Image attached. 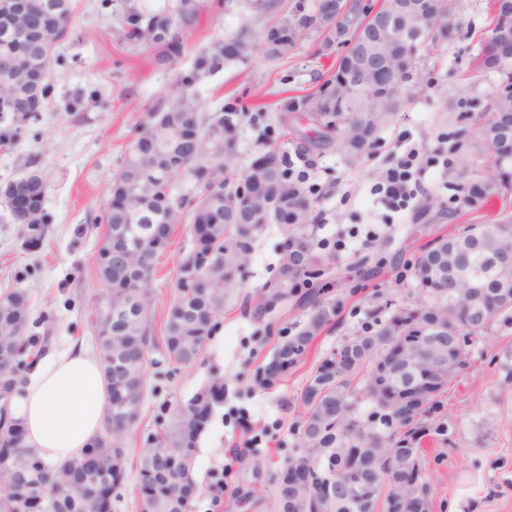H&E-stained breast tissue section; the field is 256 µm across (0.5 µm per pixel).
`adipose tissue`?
<instances>
[{
  "mask_svg": "<svg viewBox=\"0 0 512 512\" xmlns=\"http://www.w3.org/2000/svg\"><path fill=\"white\" fill-rule=\"evenodd\" d=\"M108 392L102 365L78 344L39 361L26 384L0 396V417L21 422L44 461H79L102 430Z\"/></svg>",
  "mask_w": 512,
  "mask_h": 512,
  "instance_id": "obj_1",
  "label": "adipose tissue"
}]
</instances>
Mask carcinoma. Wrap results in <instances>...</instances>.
I'll return each mask as SVG.
<instances>
[{"label": "carcinoma", "instance_id": "cac0c4a2", "mask_svg": "<svg viewBox=\"0 0 512 512\" xmlns=\"http://www.w3.org/2000/svg\"><path fill=\"white\" fill-rule=\"evenodd\" d=\"M53 11L50 0H26L10 15V26L0 24V147L23 138L52 96L55 85L50 64L58 42L69 33L71 0H59ZM123 39L130 44L155 49L152 62L158 67L175 64L181 34L194 28L198 0H175L154 12L141 11L131 0H116ZM341 21L323 19L295 0L288 10V37L271 46L262 43L265 58H288L310 35L319 39L318 51L342 50L335 68L322 76L311 93L292 96L270 115L258 106L249 115L233 106L213 112L202 108L198 86L224 70L245 63L256 50L255 42L242 29L233 37L242 39L240 55L224 49L217 38L201 49L192 68L177 75V90L161 99L148 113L137 137L112 178L111 202L102 220L106 224L101 245L114 237L127 243L112 256V264L96 261L100 282L112 288L106 303L112 319L96 309L90 325L97 353L105 368L108 406L103 432L89 444L93 462L48 464L34 448L15 442L11 453L0 455V512H24L35 497L46 501L47 512H92L93 493L110 480L121 484L126 474L124 437L139 420L147 384L149 351L163 346L176 363L191 365L202 355L214 331V318L224 301L242 280L258 234L267 224H278L287 236L280 252L279 274L271 295L257 294L258 306L269 310L274 303L296 293L298 283L320 279L327 267L314 252L309 233L317 202L305 178L291 171L277 152L269 150L240 173L224 174L232 159L237 134L245 120L259 118L270 128L288 124L287 111L308 115L316 127L313 144H336L350 160L363 159L374 148L377 132L389 124L400 105V94L417 69L420 44L391 46L392 39L378 36L365 24L363 8L348 2ZM433 20L456 15L459 0H416ZM512 40V0H492L490 34L479 40L473 56L474 69L493 72L497 83L488 101L473 98L457 120L464 127L453 132L454 144L466 142L483 163L464 164L457 187L465 223L447 234L433 237L419 252L411 267L410 288L372 310V324L347 336L327 354L313 371L304 391L305 418L299 431V446L288 451L282 468L274 476L275 512H360L350 501L317 504L307 484L284 485L286 471L318 473L325 461L319 448L335 449L332 462L346 464L345 448L352 442L371 445L367 469L385 497H409L408 486L395 482L383 458L395 443L408 440L416 453L401 463L406 477L419 476L429 482L421 455L423 439H448L444 421L445 393L442 387L419 414L404 418L380 397L366 399L373 389L371 368L375 360L395 344L411 343L408 357L418 368L433 361L423 351L431 336L433 320L447 324L462 338L458 350L448 353V372L465 363L466 348L492 330L512 328V296L500 293L499 269L493 253L512 254V58L495 50L497 42ZM376 44L387 56V69L395 83L373 84L368 93L356 92L351 78L358 70L366 47ZM194 183L195 195L190 223L197 230L189 251L199 250L205 261L188 269L184 258L176 264L174 299L156 336L147 283L159 254L168 248L171 224L183 200L173 194L178 181ZM14 223L23 225V245L43 240L48 216L35 202L25 212L10 209ZM163 227L164 245L147 258L136 248L156 226ZM468 281L482 297L484 319L473 316L465 286ZM347 296L339 295L317 304L306 324L283 344L288 365L303 358L315 336L339 316ZM30 311L24 293L0 295V389L16 386V371L27 340ZM341 365H336V355ZM224 390L218 374L186 405L159 434L146 441L137 465L138 512H187L190 504L178 489L191 483L190 450L205 423L193 421L190 408L211 413L213 394Z\"/></svg>", "mask_w": 512, "mask_h": 512}]
</instances>
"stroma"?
Listing matches in <instances>:
<instances>
[{
  "instance_id": "1",
  "label": "stroma",
  "mask_w": 512,
  "mask_h": 512,
  "mask_svg": "<svg viewBox=\"0 0 512 512\" xmlns=\"http://www.w3.org/2000/svg\"><path fill=\"white\" fill-rule=\"evenodd\" d=\"M490 0H462L461 26L453 41L440 48H420V81L409 85L395 122L378 133L369 159L350 164L336 148L299 152L310 129L293 120L291 130L276 129L275 145L294 170L306 171L318 203L315 241L330 240L321 251L328 272L321 285L326 297L356 291V304L330 321L302 363L270 389H253L249 375L273 361L283 342L313 314L308 299L289 297L271 311L258 312L255 296L278 278L279 252L285 238L270 224L254 242L251 261L235 293L225 302L215 330L198 361L181 366L160 360L168 379L148 380L141 417L126 438L128 465L112 512H136L137 458L147 437L160 432L165 409L186 403L213 372L224 377V401L214 405L205 431L191 452L195 493L192 512H273V477L290 448L298 442L303 393L315 363L342 340L361 330L368 311L380 298L395 297V282L427 241L425 226L448 229L444 216L422 214L425 199L451 207L455 189L451 174L457 155L448 151L456 129L454 115L465 97H487L491 74L471 71L477 42L486 31ZM199 24L184 35V49L174 69L149 63L150 49L130 46L120 38L117 6L104 0H72L71 37L57 52L51 68L52 98L14 146L0 149V184L22 177L30 158L40 161L46 183L45 207L53 222L40 245L20 247V227L0 202V292L22 291L28 298L31 335L41 337L31 357L75 343L93 349L89 317L103 288L95 274V255L104 226L99 218L111 196L109 186L140 122L158 100L171 93L176 72L191 68L196 54L212 38L250 27V0H200ZM332 64L304 42L288 59L272 62L254 54L245 64L223 72L198 87L205 110L235 100L250 111L256 99L271 103L284 94L317 84ZM86 96L83 110L67 104ZM417 156L415 178L420 192L408 206L394 210L376 187L382 175L408 152ZM186 212H179L170 247L156 261L150 283L154 326H162L173 297L175 259L189 248ZM448 439L423 443L434 473V512H512V330L492 332L468 348L465 366L448 384ZM249 415L255 442L238 453V419ZM250 491L249 503L239 500Z\"/></svg>"
}]
</instances>
